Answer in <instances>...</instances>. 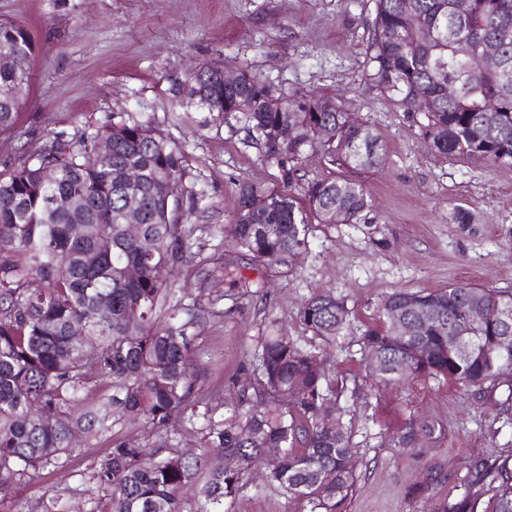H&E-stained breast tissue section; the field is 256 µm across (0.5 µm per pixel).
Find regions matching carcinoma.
Masks as SVG:
<instances>
[{"label":"carcinoma","mask_w":512,"mask_h":512,"mask_svg":"<svg viewBox=\"0 0 512 512\" xmlns=\"http://www.w3.org/2000/svg\"><path fill=\"white\" fill-rule=\"evenodd\" d=\"M366 46L370 80L408 109L420 112L431 150L476 156L512 166V0H470L464 19L452 15L453 0H374ZM492 43L503 65L480 64L481 47ZM40 47L23 24L0 20V57L32 61ZM223 67L205 63L192 77L171 80L170 104L243 115L262 138L267 159L299 160L322 155L341 169L370 170L383 162L378 138L367 123L346 124L345 110L327 95L281 93L240 69L236 81L216 80ZM458 93H445L448 81ZM31 71L0 64V136L18 130L28 100ZM304 113L288 144L278 130L288 112ZM153 133L146 139L143 131ZM110 146L100 153V144ZM182 144L130 117L55 135L36 153L21 152L0 164V494L30 472L62 463L77 433L96 437L109 428L97 408L70 412L94 381H110L119 418L142 422L167 454L116 441L92 479L108 491L105 512H183L182 492L192 486L199 512H226L224 504L243 488L247 471L264 465L265 482L300 502L305 512H340L356 482L351 431L343 422L336 383L325 371L327 349L349 328L343 299L330 291L306 299L299 317L322 345H302L276 330L261 339L252 360L254 395L232 420L217 415L197 392L194 353L186 326L194 315L171 302L169 267L183 255L199 227L176 217L184 195ZM143 176L141 224L132 235L125 223L123 174ZM264 194L268 207L255 212L248 198ZM371 200L363 184L339 175L304 187V202L282 189L239 187L224 243L256 265L281 263L308 244L314 224H359ZM84 224L81 237L73 233ZM141 269L129 280L124 269ZM38 279L43 287L31 288ZM481 305L477 344L458 353L454 324ZM512 290L469 283L415 292L398 290L378 308L380 325L357 338L370 375L382 382L416 377L482 387L512 368ZM83 323L84 340L71 335ZM428 356L413 357L416 345ZM54 412L51 424L42 414ZM327 414L336 430L322 423ZM199 428L200 452L177 448L187 428ZM417 431L408 421L394 436L413 448ZM476 479L487 500L466 494L443 512H512V471L507 462L486 466Z\"/></svg>","instance_id":"1"}]
</instances>
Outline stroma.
I'll return each mask as SVG.
<instances>
[{
  "instance_id": "35a3bbf8",
  "label": "stroma",
  "mask_w": 512,
  "mask_h": 512,
  "mask_svg": "<svg viewBox=\"0 0 512 512\" xmlns=\"http://www.w3.org/2000/svg\"><path fill=\"white\" fill-rule=\"evenodd\" d=\"M373 14V0H0V18L29 27L43 48L29 64L19 131L0 137V162L54 135L131 115L181 142L183 186L200 198L193 205L186 195L179 210L201 230L176 269L174 290L200 317L191 333L201 399L220 403L221 414L232 418L269 324L309 343L301 303L333 291L346 303L350 329L337 338L327 368L344 388L340 404L357 459V482L341 512H439L447 499L477 491L476 468L512 459V371L480 388L432 378L383 384L370 377L356 338L377 323L379 303L398 289L454 282L512 289V167L429 149L419 116L369 79ZM205 62L247 68L286 92L325 94L369 123L384 164L352 174L371 194L369 222L314 225L307 248L278 265L258 268L235 256L237 273L251 284L234 282L224 271V240L213 228L230 222L239 186L287 184L299 197L307 182L338 169L311 153L281 165L268 161L238 113L219 125L206 123L201 112L174 120L170 79ZM456 205L471 210L476 223H454ZM409 418L437 432L406 452L392 437ZM116 438L152 451L159 446L157 436L128 423L77 439L62 466L32 473L0 512H46L55 500L68 512H96L105 494L91 475ZM431 471L438 482L413 497L412 485ZM224 508L303 512L254 474Z\"/></svg>"
}]
</instances>
